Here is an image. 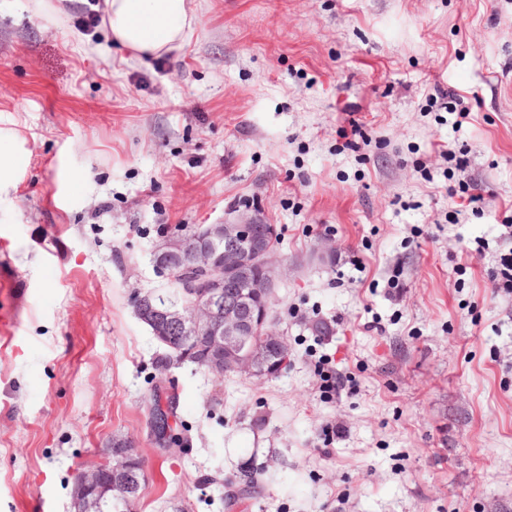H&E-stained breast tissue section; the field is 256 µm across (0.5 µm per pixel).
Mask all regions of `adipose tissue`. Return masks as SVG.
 Masks as SVG:
<instances>
[{
    "label": "adipose tissue",
    "instance_id": "ef3b65f1",
    "mask_svg": "<svg viewBox=\"0 0 512 512\" xmlns=\"http://www.w3.org/2000/svg\"><path fill=\"white\" fill-rule=\"evenodd\" d=\"M112 39L140 56L166 53L196 22L187 0H104Z\"/></svg>",
    "mask_w": 512,
    "mask_h": 512
}]
</instances>
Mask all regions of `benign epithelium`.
Masks as SVG:
<instances>
[{
    "label": "benign epithelium",
    "instance_id": "obj_1",
    "mask_svg": "<svg viewBox=\"0 0 512 512\" xmlns=\"http://www.w3.org/2000/svg\"><path fill=\"white\" fill-rule=\"evenodd\" d=\"M256 212L199 224L190 233L156 245L153 262L173 293L146 292L135 314L154 338L171 348L165 366L192 362L215 376L224 367L248 377L282 372L288 352L272 328L270 301L283 275ZM234 279L246 282L236 298H224ZM145 471L134 445L125 440L81 470L74 483V512H105L132 501Z\"/></svg>",
    "mask_w": 512,
    "mask_h": 512
}]
</instances>
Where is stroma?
I'll list each match as a JSON object with an SVG mask.
<instances>
[{
	"mask_svg": "<svg viewBox=\"0 0 512 512\" xmlns=\"http://www.w3.org/2000/svg\"><path fill=\"white\" fill-rule=\"evenodd\" d=\"M92 5L0 0V512H71L116 438L145 460L130 512H512V0H190L151 58L82 26ZM451 90L459 128L430 103ZM447 146L479 210L451 215ZM253 211L281 232L287 368H162L134 312L169 288L155 245ZM248 460L275 479L230 499ZM498 264L494 288L496 291L512 294V249L508 253L500 254Z\"/></svg>",
	"mask_w": 512,
	"mask_h": 512,
	"instance_id": "1",
	"label": "stroma"
}]
</instances>
